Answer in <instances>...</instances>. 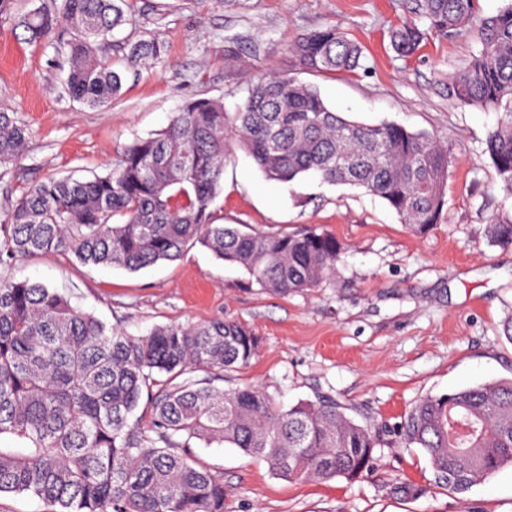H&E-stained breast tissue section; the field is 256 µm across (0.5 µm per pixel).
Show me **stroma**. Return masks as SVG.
I'll use <instances>...</instances> for the list:
<instances>
[{
    "label": "stroma",
    "mask_w": 512,
    "mask_h": 512,
    "mask_svg": "<svg viewBox=\"0 0 512 512\" xmlns=\"http://www.w3.org/2000/svg\"><path fill=\"white\" fill-rule=\"evenodd\" d=\"M129 24L107 54L124 73L120 96L91 109L61 92L69 71L55 45L31 46L14 17H0V111L30 130L22 157L0 168V222L23 186L46 176L107 173L123 149L166 128L191 98L235 111L249 86L290 74L315 86L326 104L362 124L393 122L429 133L455 157L443 220L423 235L401 224L364 190L323 185L312 176L267 179L239 151L226 162L214 207L218 223L263 233L314 227L348 247L337 278L273 295L245 271L198 244L174 262L136 273L90 267L61 253L15 262L12 273L68 295L83 311L131 336L171 322L217 317L252 329L260 351L221 388L264 386L290 406L330 395L362 425H394L419 398L512 377V246L489 243L486 227L512 192L497 179L484 141L497 113L461 104L448 76L479 49L464 28L434 34L409 58L389 48L392 26L412 18L413 0H133ZM336 27L366 56L352 74L301 69L289 45ZM152 35L166 54L150 68L125 69L116 46ZM237 49L241 60L227 62ZM224 478V512H512V466L458 495L437 488L417 448H380L371 471L350 481L286 480L228 445L194 447ZM421 488L413 498L396 484Z\"/></svg>",
    "instance_id": "obj_1"
}]
</instances>
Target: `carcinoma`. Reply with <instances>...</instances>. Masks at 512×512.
Listing matches in <instances>:
<instances>
[{"instance_id":"obj_1","label":"carcinoma","mask_w":512,"mask_h":512,"mask_svg":"<svg viewBox=\"0 0 512 512\" xmlns=\"http://www.w3.org/2000/svg\"><path fill=\"white\" fill-rule=\"evenodd\" d=\"M421 27L389 31L390 49L414 55L433 33L473 25L480 48L448 77L458 100L498 113L484 153L512 190V0L483 17L478 0H417ZM129 22L128 0H46L19 17L27 41L62 43L72 100L102 108L120 95L123 73L100 41ZM125 67L161 57L157 38L119 45ZM303 69L353 72L362 46L326 28L291 45ZM29 139L0 112V167ZM248 153L270 180L313 175L381 198L401 223L425 233L446 205L448 148L423 132L350 121L295 76L271 74L247 88L236 111L221 101H187L158 133L126 146L112 171L87 179L50 177L22 190L0 225V264L57 252L83 266L137 272L180 258L200 244L237 264L276 294L317 288L337 273L345 246L305 228L258 233L217 224L212 205L224 164ZM493 245H512V214L491 219ZM259 340L229 319L157 325L129 336L39 282L0 277V436L25 444L0 448V494H28L58 512H224V478L197 461L193 445L228 444L264 459L288 480H356L381 447L419 448L437 487L464 494L512 466V378L417 401L394 427L373 429L318 397L285 408L260 385L213 386L250 364ZM203 376H198V373ZM151 412L142 424L139 407Z\"/></svg>"}]
</instances>
